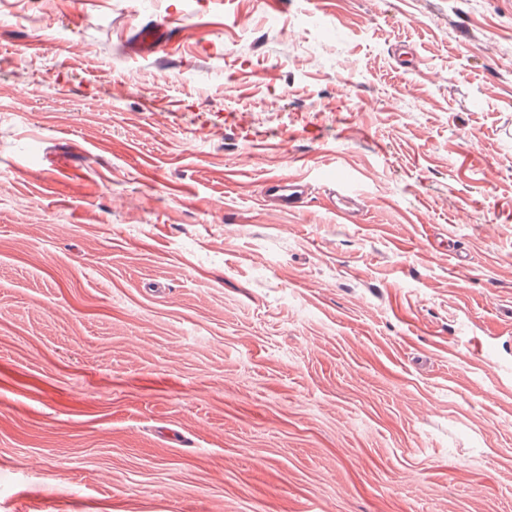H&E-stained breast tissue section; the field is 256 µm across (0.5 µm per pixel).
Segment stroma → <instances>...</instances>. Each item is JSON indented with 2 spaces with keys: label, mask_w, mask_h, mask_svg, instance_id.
Returning <instances> with one entry per match:
<instances>
[{
  "label": "stroma",
  "mask_w": 512,
  "mask_h": 512,
  "mask_svg": "<svg viewBox=\"0 0 512 512\" xmlns=\"http://www.w3.org/2000/svg\"><path fill=\"white\" fill-rule=\"evenodd\" d=\"M0 512H512V0H0ZM265 198L284 208H292L306 193V182L281 177L268 179L262 188Z\"/></svg>",
  "instance_id": "35a3bbf8"
}]
</instances>
